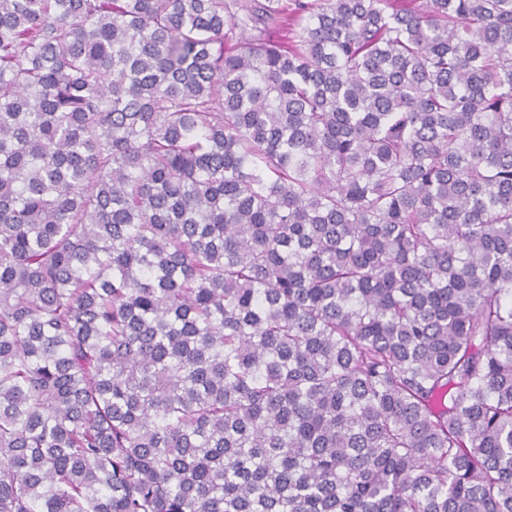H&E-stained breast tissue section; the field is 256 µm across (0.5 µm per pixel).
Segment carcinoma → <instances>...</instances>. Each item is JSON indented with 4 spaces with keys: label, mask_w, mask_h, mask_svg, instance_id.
<instances>
[{
    "label": "carcinoma",
    "mask_w": 512,
    "mask_h": 512,
    "mask_svg": "<svg viewBox=\"0 0 512 512\" xmlns=\"http://www.w3.org/2000/svg\"><path fill=\"white\" fill-rule=\"evenodd\" d=\"M0 512H512V0H0Z\"/></svg>",
    "instance_id": "cac0c4a2"
}]
</instances>
